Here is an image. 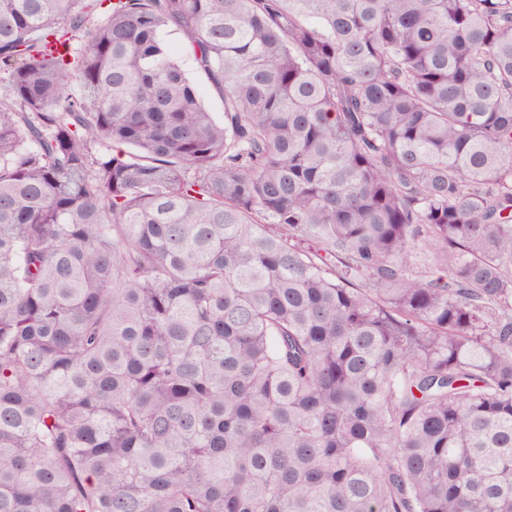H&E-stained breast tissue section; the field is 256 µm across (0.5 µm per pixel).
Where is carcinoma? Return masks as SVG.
Segmentation results:
<instances>
[{"mask_svg": "<svg viewBox=\"0 0 512 512\" xmlns=\"http://www.w3.org/2000/svg\"><path fill=\"white\" fill-rule=\"evenodd\" d=\"M0 72V512H512V0H0Z\"/></svg>", "mask_w": 512, "mask_h": 512, "instance_id": "1", "label": "carcinoma"}]
</instances>
